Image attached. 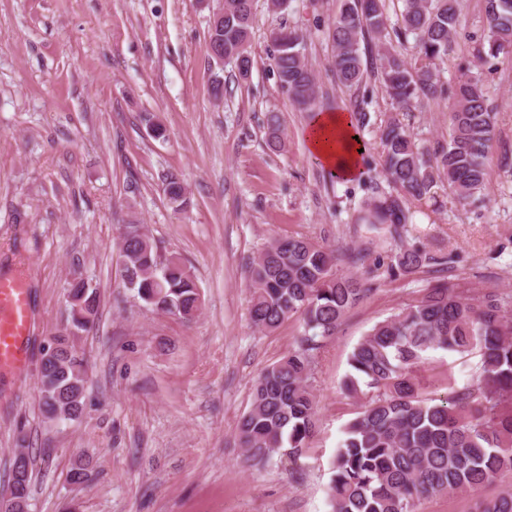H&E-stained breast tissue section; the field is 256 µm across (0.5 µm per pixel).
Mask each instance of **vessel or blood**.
I'll return each instance as SVG.
<instances>
[{
    "instance_id": "1",
    "label": "vessel or blood",
    "mask_w": 512,
    "mask_h": 512,
    "mask_svg": "<svg viewBox=\"0 0 512 512\" xmlns=\"http://www.w3.org/2000/svg\"><path fill=\"white\" fill-rule=\"evenodd\" d=\"M31 301L22 278L0 277V375L27 373Z\"/></svg>"
}]
</instances>
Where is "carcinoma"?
Here are the masks:
<instances>
[{"instance_id":"obj_1","label":"carcinoma","mask_w":512,"mask_h":512,"mask_svg":"<svg viewBox=\"0 0 512 512\" xmlns=\"http://www.w3.org/2000/svg\"><path fill=\"white\" fill-rule=\"evenodd\" d=\"M399 30L414 39L407 61L388 38L386 0H341L329 32L331 71L348 90L368 75L402 111L441 96L436 61L448 54L461 24V0H402ZM252 0H224V64L242 80L251 70ZM486 36L479 59L497 58L512 47V0H485ZM273 66L280 87L299 108L318 116V83L302 38L285 27L270 32ZM496 112L481 79L461 76L454 91L448 142L433 158L399 119L380 127L381 176L387 189H373L360 203L355 223L384 231L394 241L392 277L453 263L441 250L404 239L413 213L410 203L434 197L447 185L460 204L486 189L485 160L495 136ZM165 195L177 211L186 188L165 177ZM120 282L145 306L193 321L202 309L196 278L179 257L164 256L135 217L121 225L117 243ZM370 248L346 255L365 268L367 278L338 277L336 250L297 236L268 242L248 265L252 326L271 333L290 319L300 320L296 345L256 379L248 410L238 422L246 460L262 465L274 456L295 463L305 456L316 428L317 403L311 378L320 351L352 308L372 291L376 269L367 264ZM100 294L75 274L65 289V324L52 337V353L38 367L39 401L52 422L78 423L84 415L85 360L78 348L94 325ZM480 357L475 383L462 389L448 382L439 402L424 396L414 368L431 350ZM342 390L364 397L345 426L332 461L331 512H417V504L437 495L468 494L473 512H512V491L492 499L481 490L512 479V309L503 294L485 290L471 297L457 283L438 280L421 298L377 322L354 346ZM33 462L14 454L7 482L0 485V512H27ZM73 483L91 478L90 461L70 470Z\"/></svg>"}]
</instances>
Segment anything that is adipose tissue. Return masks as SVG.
I'll list each match as a JSON object with an SVG mask.
<instances>
[{
    "mask_svg": "<svg viewBox=\"0 0 512 512\" xmlns=\"http://www.w3.org/2000/svg\"><path fill=\"white\" fill-rule=\"evenodd\" d=\"M311 151L326 168L343 178H355L360 171V146L353 139L347 113H323L308 130Z\"/></svg>",
    "mask_w": 512,
    "mask_h": 512,
    "instance_id": "adipose-tissue-1",
    "label": "adipose tissue"
}]
</instances>
